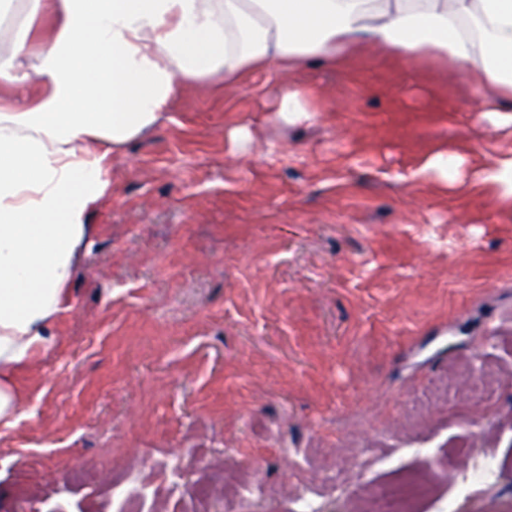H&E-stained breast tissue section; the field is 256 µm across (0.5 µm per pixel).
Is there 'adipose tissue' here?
Listing matches in <instances>:
<instances>
[{
    "instance_id": "obj_1",
    "label": "adipose tissue",
    "mask_w": 512,
    "mask_h": 512,
    "mask_svg": "<svg viewBox=\"0 0 512 512\" xmlns=\"http://www.w3.org/2000/svg\"><path fill=\"white\" fill-rule=\"evenodd\" d=\"M0 426L15 382L58 342L113 157L155 129L177 93L371 45L408 67H453L512 124V0H0ZM292 83L278 118L314 116Z\"/></svg>"
}]
</instances>
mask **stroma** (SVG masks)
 Returning a JSON list of instances; mask_svg holds the SVG:
<instances>
[{"instance_id": "1", "label": "stroma", "mask_w": 512, "mask_h": 512, "mask_svg": "<svg viewBox=\"0 0 512 512\" xmlns=\"http://www.w3.org/2000/svg\"><path fill=\"white\" fill-rule=\"evenodd\" d=\"M297 78L311 121L276 119L277 77L251 73L186 88L113 158L58 343L0 428V512H117L105 488L129 468L142 512H184L199 480L253 466L240 512H288L296 483L322 482L292 448L343 469L323 512L403 472L432 487L421 512H512V206L485 180L512 125L453 70L411 76L384 50ZM437 152L460 157L453 179L418 175ZM486 367L488 400L428 401ZM460 443L500 462L465 498ZM363 448L388 463L355 469Z\"/></svg>"}]
</instances>
